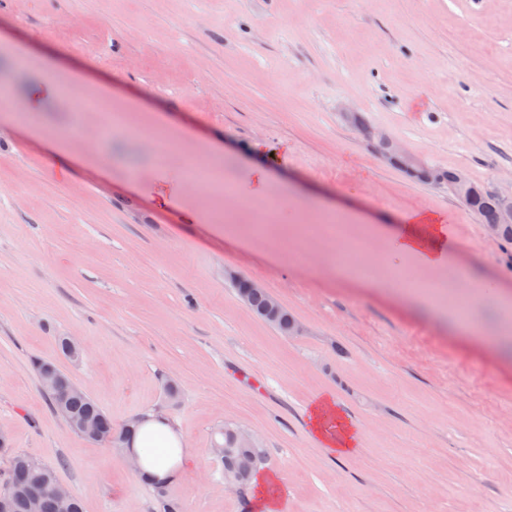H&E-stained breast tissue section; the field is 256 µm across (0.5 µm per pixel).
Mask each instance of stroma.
Listing matches in <instances>:
<instances>
[{
  "instance_id": "stroma-1",
  "label": "stroma",
  "mask_w": 512,
  "mask_h": 512,
  "mask_svg": "<svg viewBox=\"0 0 512 512\" xmlns=\"http://www.w3.org/2000/svg\"><path fill=\"white\" fill-rule=\"evenodd\" d=\"M0 0V110L43 71L68 84L31 121L0 122V428L52 466L85 512H159L146 483L48 403L34 359L53 361L113 428L166 412L191 458L171 482L185 512H257L230 493L211 451L229 425L257 436L278 512H512V343L464 340L465 307L486 336L512 311L470 296L469 275L512 289V246L490 236L444 185L386 163L344 119L352 111L406 152L485 185L512 175V0ZM110 90L124 126L91 109ZM172 143L166 160L145 148ZM83 163L62 174L50 150ZM245 182L256 166L277 209L180 183L190 162ZM177 205L156 206L161 180ZM425 209L447 224L457 266L417 269L433 303L396 300L387 233ZM213 221L198 223L195 213ZM349 216L362 261L338 271L308 227ZM261 283L304 324L257 319L227 273ZM76 337L81 361L56 339ZM176 380L170 407L162 382ZM330 392L362 431L353 455L312 437V398Z\"/></svg>"
}]
</instances>
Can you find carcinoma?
Segmentation results:
<instances>
[{
  "label": "carcinoma",
  "mask_w": 512,
  "mask_h": 512,
  "mask_svg": "<svg viewBox=\"0 0 512 512\" xmlns=\"http://www.w3.org/2000/svg\"><path fill=\"white\" fill-rule=\"evenodd\" d=\"M363 137L382 154L393 153L395 144L388 140L375 142L371 140L372 126L355 121ZM466 206L485 225L497 227L498 238L512 243V200L500 198L491 188L477 184L471 180L466 182ZM239 296L245 299L248 308L256 315H261L267 305L268 296L264 293H250L246 279L233 282ZM33 367L39 379H44L47 372L57 375L56 385L44 387L53 410L61 412L67 419L68 427L79 432L76 427L79 421H95L98 425L96 441L107 442L118 450L125 442L131 440V425H126L117 431L112 427V421L102 408L87 393L71 391L72 380L60 370L57 365L48 360L36 359ZM213 443L224 448L220 458L224 481L232 482L239 488H245L255 473L265 462L263 448H246L241 445L240 431L236 428L223 427L214 436ZM56 481L55 470L39 460L25 455L13 454L10 467L3 481L0 482V499L7 500L8 512H28L29 501L37 497L41 502V512H57L56 500L46 492V485ZM154 497L158 500L162 512H182L180 502L174 497L170 482L151 479L148 482Z\"/></svg>",
  "instance_id": "cac0c4a2"
}]
</instances>
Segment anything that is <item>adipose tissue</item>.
<instances>
[{"label":"adipose tissue","instance_id":"obj_1","mask_svg":"<svg viewBox=\"0 0 512 512\" xmlns=\"http://www.w3.org/2000/svg\"><path fill=\"white\" fill-rule=\"evenodd\" d=\"M391 250L397 257L425 268H435L453 259L446 228L432 223L422 212L392 235ZM308 420L313 437L329 454L343 457L354 454L359 448L358 426L332 396L316 397ZM132 447L141 457L146 472L160 479L172 477L184 457L179 429L151 411L143 413Z\"/></svg>","mask_w":512,"mask_h":512}]
</instances>
